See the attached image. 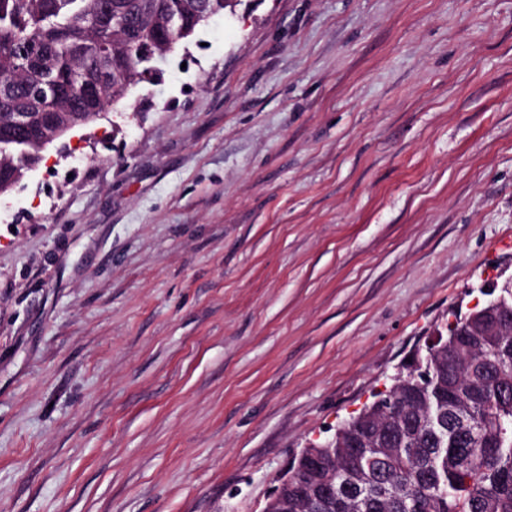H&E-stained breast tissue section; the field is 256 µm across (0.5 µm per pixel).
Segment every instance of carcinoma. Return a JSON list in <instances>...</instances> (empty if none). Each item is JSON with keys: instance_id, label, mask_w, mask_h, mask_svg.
Here are the masks:
<instances>
[{"instance_id": "1", "label": "carcinoma", "mask_w": 512, "mask_h": 512, "mask_svg": "<svg viewBox=\"0 0 512 512\" xmlns=\"http://www.w3.org/2000/svg\"><path fill=\"white\" fill-rule=\"evenodd\" d=\"M237 0H0V188L40 160L49 110L83 126L142 82L166 55ZM27 48L19 68L18 48ZM112 89L92 93L100 50ZM430 379L404 374L338 427L320 474L298 472L288 512H512V333L448 325L420 356ZM336 478L325 497L322 480Z\"/></svg>"}]
</instances>
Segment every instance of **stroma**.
Wrapping results in <instances>:
<instances>
[{
  "instance_id": "obj_1",
  "label": "stroma",
  "mask_w": 512,
  "mask_h": 512,
  "mask_svg": "<svg viewBox=\"0 0 512 512\" xmlns=\"http://www.w3.org/2000/svg\"><path fill=\"white\" fill-rule=\"evenodd\" d=\"M512 276V0H238L0 195V512H262Z\"/></svg>"
}]
</instances>
